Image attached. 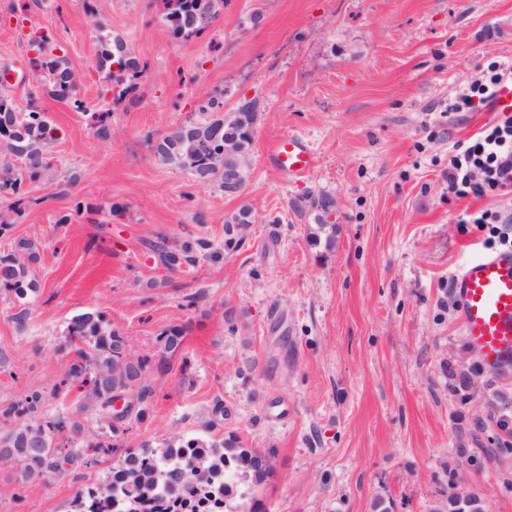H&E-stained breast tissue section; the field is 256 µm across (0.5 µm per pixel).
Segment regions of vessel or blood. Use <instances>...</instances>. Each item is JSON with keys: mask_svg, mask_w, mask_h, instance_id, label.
<instances>
[{"mask_svg": "<svg viewBox=\"0 0 512 512\" xmlns=\"http://www.w3.org/2000/svg\"><path fill=\"white\" fill-rule=\"evenodd\" d=\"M267 159L284 176L302 177L316 166L303 137L272 141ZM465 341L480 362L502 373L512 372V249L475 252L454 278Z\"/></svg>", "mask_w": 512, "mask_h": 512, "instance_id": "b4317fda", "label": "vessel or blood"}]
</instances>
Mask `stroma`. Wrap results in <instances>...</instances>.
<instances>
[{
	"mask_svg": "<svg viewBox=\"0 0 512 512\" xmlns=\"http://www.w3.org/2000/svg\"><path fill=\"white\" fill-rule=\"evenodd\" d=\"M166 12V0H0V71L17 74L0 97L58 131L49 170L28 184L34 205L17 214L0 200V256L22 239L40 246L36 292L23 303L0 292V409L37 390L96 440L99 407L65 379L66 328L85 312L147 355L152 390L144 417L91 465L50 478L0 465V512H69L125 452L229 432L273 466L258 512H375L380 499L430 512L452 485L485 512H512V444L492 402L512 395V374L479 366L453 291L486 237L464 216L512 209V197L449 193V143L498 114L446 112L460 85L512 59V0H225L192 39L171 36ZM43 27L41 49L32 33ZM104 31L148 65L130 94L98 70ZM48 56L75 73L82 110L37 87ZM210 96L228 113L259 106L237 197L155 154ZM289 135L316 155L307 177L265 157ZM321 191L336 199L329 251L290 208ZM77 198L88 212L59 223ZM243 204L255 222L232 247L225 221ZM160 238L211 248L171 271L150 247ZM173 324L186 328L184 351L164 361L157 338ZM449 364L469 373L468 396L449 395Z\"/></svg>",
	"mask_w": 512,
	"mask_h": 512,
	"instance_id": "stroma-1",
	"label": "stroma"
}]
</instances>
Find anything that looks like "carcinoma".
Returning <instances> with one entry per match:
<instances>
[{"mask_svg": "<svg viewBox=\"0 0 512 512\" xmlns=\"http://www.w3.org/2000/svg\"><path fill=\"white\" fill-rule=\"evenodd\" d=\"M223 0H175L168 14L173 32L184 38L204 34ZM117 70H112V66ZM46 82L59 100L80 108L77 80L64 59L55 57L43 64ZM100 69L107 70L105 78L127 75L131 82L147 70L131 56L126 44L118 39H104ZM247 111L224 120V101L208 98L200 111L209 113L201 121H188L163 135L156 145L161 161L185 171L192 180L215 183L224 189V142H236L237 159L243 161L251 151L257 120L254 105L246 104ZM55 128L44 113L21 110L11 100L0 98V153L14 156L24 164L18 172L7 162L0 166V197L22 212L35 199L26 190V180L33 179L49 169L47 152L55 140ZM298 214L313 216L311 235L316 245L333 248L336 224V201L328 193L307 194L291 202ZM166 267L176 270L192 266L206 257L209 244L200 240L186 243L173 250L155 244ZM20 254L0 257V290H7L24 298L34 288L31 265L40 258L39 245L22 242ZM76 360L67 377L90 387L91 395L103 402L112 400V391L134 392V403L129 414L140 418L150 397L147 361L137 356L124 338L112 329L101 312H85L75 316L68 328ZM184 327L169 326L160 334L162 358L182 353ZM448 393L465 396L471 387L470 378L457 377L448 369ZM46 398L38 391L28 393L21 404L0 412V417L11 422L10 428L0 430V463L20 467L23 476L30 478L54 472L57 459L72 465L82 461L95 462L88 451L98 453L110 448L102 442H90L84 449L72 448L71 440L83 434L78 422L66 423L61 418L41 412ZM271 466L267 459L247 447L240 436L230 433L211 435L209 439L175 436L156 448H145L141 453L127 454L110 479L97 488L79 491L71 503L72 512H101V503L107 502L110 512H239L243 503L236 500L237 487H261L269 477ZM461 493L449 486L446 498L433 506L432 512H485L479 498L467 496L460 502Z\"/></svg>", "mask_w": 512, "mask_h": 512, "instance_id": "obj_1", "label": "carcinoma"}]
</instances>
